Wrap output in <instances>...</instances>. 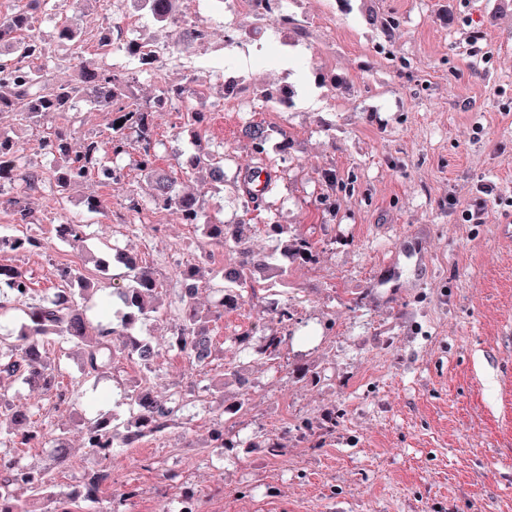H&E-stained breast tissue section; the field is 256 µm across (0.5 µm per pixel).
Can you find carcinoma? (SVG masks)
Segmentation results:
<instances>
[{"label": "carcinoma", "instance_id": "cac0c4a2", "mask_svg": "<svg viewBox=\"0 0 512 512\" xmlns=\"http://www.w3.org/2000/svg\"><path fill=\"white\" fill-rule=\"evenodd\" d=\"M45 0H26L24 6L9 13H0V113H11L32 125L53 123L82 103L89 108L112 116L109 136L102 142L95 136L83 138L79 148L72 145L74 131L64 125L38 141L39 151L54 162L52 179L58 195L100 170L110 172V182L124 179L117 161L129 157L140 172L151 179L149 203L156 210H173L183 223L202 226V234L210 244L221 245L232 253L230 264L211 270L207 267L210 255L206 249L179 270L177 287L171 289L172 300L164 305L159 301L162 284L154 270L143 260L121 250L108 252L96 259L97 267L108 270L113 263L125 269V284L112 289L119 301L117 321H91L88 302L97 291L95 282L78 269L59 266L56 291L33 298L30 280L17 267L0 264V318L16 309V304L28 301L22 309V319L12 335L0 336V512H38L37 504L45 505L44 512H118L115 501L100 496L101 487L111 479L112 456L116 448H135L147 437L165 432L177 419L183 403L195 391L189 389L160 397L149 387L150 374L160 355L151 342L138 332L140 324L148 320L174 317L170 348L181 354L198 372L207 373L215 357L210 322L222 318L224 312L242 306L247 299L257 296V290L267 293L277 284L288 285V269L275 262L270 254H258L245 242V220L226 224L221 219L205 218L203 202L184 188L173 171L158 165V140L155 137L156 119L176 105L185 109V125L194 135L208 127L211 112L206 103L192 98L190 77L183 83H163L155 95L139 102L133 93L136 73L155 71L159 56L157 44L149 45L130 39L121 51L138 64L137 71H129L107 64L111 53L102 41L98 53L90 57L84 48L79 24L65 18L57 30V42L70 50V64L74 77L68 83H57L51 72L52 44L35 27L37 14ZM152 18L168 30L170 47L179 52L196 44V29L180 19L178 0H141ZM255 95L275 104L281 112L293 107L295 92L291 86L274 91L257 90ZM242 135L249 141L257 165L238 171L231 182L232 189L243 203V213L259 209L274 191L278 182V160L268 155L271 133L261 122L249 121L242 127ZM227 154L222 151L196 150L178 166L214 179L224 171ZM41 181L40 174L26 166L12 138L0 133V205L11 211L14 221L28 224L32 213L28 207L29 191ZM263 233L281 244L283 257L294 263H310L316 257L312 241L295 234L286 224L268 216L262 225ZM58 237L79 247L86 238L85 225L70 220L58 225ZM43 247L34 236H1L0 250L26 252ZM218 282L211 308L203 311L197 292L201 287ZM291 304L269 302L251 328L234 338L238 349H251L252 337L261 334L256 353L273 363L280 358L288 342V321L292 320ZM53 340L60 346L69 344L80 356L79 380L72 388L62 386L60 368L45 355V342ZM121 359L139 364L143 377L139 384L124 392L128 415L99 411L88 419L81 431L83 447L92 463L81 484L73 491L61 489L45 468L24 464L14 452L34 443L49 444L56 449L55 463L66 462L68 447L64 432H48L42 420L39 398L55 400L56 406L72 404L79 397L82 383L101 378ZM20 381L37 391V399L24 406L14 402L5 389V383ZM220 417L228 421L244 412L249 397L227 400L224 391L215 394ZM240 445L233 427L224 425L214 429L210 447L221 453ZM34 493L23 498L17 490Z\"/></svg>", "mask_w": 512, "mask_h": 512}]
</instances>
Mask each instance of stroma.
<instances>
[{
    "mask_svg": "<svg viewBox=\"0 0 512 512\" xmlns=\"http://www.w3.org/2000/svg\"><path fill=\"white\" fill-rule=\"evenodd\" d=\"M285 9L301 34L270 26L234 54L224 50L225 27L254 25L236 0L180 6L187 22L214 32L192 50L211 110L202 147L223 145L243 167L252 161L238 136L245 121L288 135L271 211L318 251L315 263L289 267L291 338L275 364L236 351L232 340L255 322L262 297L211 322L221 356L207 383L235 365L250 380L249 409L234 423L242 447L223 455L210 448L218 414L200 392L162 437L116 450L101 496L137 487L128 512H171L189 490L200 512H512V238L500 207L482 224L461 217L477 184L512 196V0H285ZM370 9L400 20L390 54L375 51L382 35L365 20ZM66 15L78 18L91 54L129 16L133 36H162L135 0L119 15L105 0H48L36 27L53 40ZM475 28L483 59L466 42ZM317 69L342 85L318 87ZM230 76L241 89L227 97ZM266 85L295 88L288 114L254 98ZM184 113L177 106L157 120L162 167L192 149ZM121 165L120 184L94 177L61 199L49 188L31 195L32 223H13L0 208L1 235L44 243L0 252V264L24 271L39 296L56 288L60 265L109 288L123 270L99 271L94 258L117 245L173 287L174 255L191 258L204 239L170 211L150 209L146 222L128 223L126 195L147 196L149 185L131 159ZM327 172L336 188H327ZM93 196L103 213L87 211ZM66 218L86 224L83 247L58 238ZM411 235L425 248L418 266L398 247ZM170 327L149 321L141 329L162 349L151 379L162 392L197 378L169 348ZM141 376L123 360L72 406L43 402L48 431L69 437L66 466L54 473L61 487L79 484L90 465L81 431L91 409L124 412L123 392ZM330 414L336 428L328 432L320 424ZM271 438L285 456L266 457Z\"/></svg>",
    "mask_w": 512,
    "mask_h": 512,
    "instance_id": "35a3bbf8",
    "label": "stroma"
}]
</instances>
